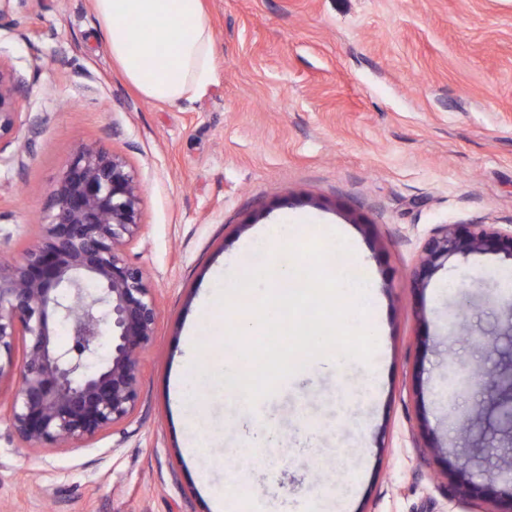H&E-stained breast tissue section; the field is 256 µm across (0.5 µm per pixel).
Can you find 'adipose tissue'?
Here are the masks:
<instances>
[{"label": "adipose tissue", "mask_w": 512, "mask_h": 512, "mask_svg": "<svg viewBox=\"0 0 512 512\" xmlns=\"http://www.w3.org/2000/svg\"><path fill=\"white\" fill-rule=\"evenodd\" d=\"M113 59L149 100L177 102L213 74L203 0H94Z\"/></svg>", "instance_id": "ef3b65f1"}]
</instances>
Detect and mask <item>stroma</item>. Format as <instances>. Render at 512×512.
I'll return each instance as SVG.
<instances>
[{"mask_svg": "<svg viewBox=\"0 0 512 512\" xmlns=\"http://www.w3.org/2000/svg\"><path fill=\"white\" fill-rule=\"evenodd\" d=\"M214 75L175 103L127 80L93 0H0V60L27 93L20 143L0 154V259L35 238L48 191L79 144L122 156L143 185L125 248L154 288V343L139 356L131 416L77 446L28 448L0 384V512H496L457 493L512 470L498 393L454 388L451 365L512 372L495 298L501 254L455 256L413 285L424 241L448 224L512 228V0H204ZM347 233L381 312L377 375L361 365L291 378L249 417L269 444L247 451L241 404L220 390L186 416L185 336L222 346L234 316L202 299L265 259L247 244L297 217ZM467 312L465 329L448 316ZM426 342H419V335ZM490 343L478 342V335ZM483 406L467 433L456 414ZM452 448L441 471L420 434ZM210 454L190 455L198 439Z\"/></svg>", "mask_w": 512, "mask_h": 512, "instance_id": "obj_1", "label": "stroma"}]
</instances>
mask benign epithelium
I'll list each match as a JSON object with an SVG mask.
<instances>
[{
    "mask_svg": "<svg viewBox=\"0 0 512 512\" xmlns=\"http://www.w3.org/2000/svg\"><path fill=\"white\" fill-rule=\"evenodd\" d=\"M20 82L0 63V153L28 125ZM142 185L126 160L81 144L50 189L39 235L0 263V383L17 379L9 420L31 448L81 444L125 421L139 400L136 354L154 340L158 309L126 245L141 228ZM512 258V230L450 224L422 246L416 280L452 256ZM65 324L70 339L54 341ZM110 351L97 368L102 339Z\"/></svg>",
    "mask_w": 512,
    "mask_h": 512,
    "instance_id": "benign-epithelium-1",
    "label": "benign epithelium"
}]
</instances>
